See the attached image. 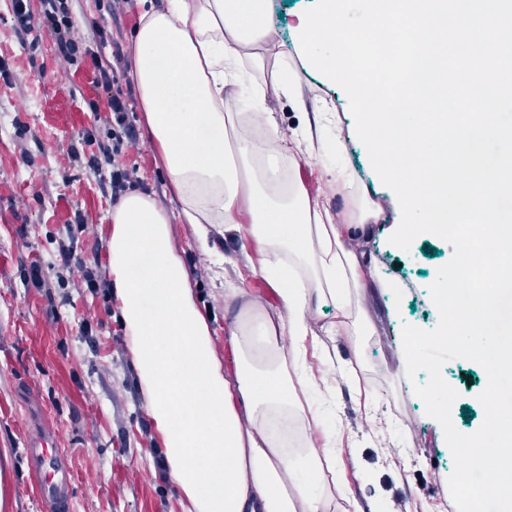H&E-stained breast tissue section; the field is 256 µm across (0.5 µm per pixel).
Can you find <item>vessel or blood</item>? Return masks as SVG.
<instances>
[{
    "label": "vessel or blood",
    "mask_w": 512,
    "mask_h": 512,
    "mask_svg": "<svg viewBox=\"0 0 512 512\" xmlns=\"http://www.w3.org/2000/svg\"><path fill=\"white\" fill-rule=\"evenodd\" d=\"M27 431L23 455L28 488L39 501L42 512H73L69 495L73 471L58 448V429L43 409L35 392H27Z\"/></svg>",
    "instance_id": "b4317fda"
}]
</instances>
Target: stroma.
I'll return each mask as SVG.
<instances>
[{"instance_id": "stroma-1", "label": "stroma", "mask_w": 512, "mask_h": 512, "mask_svg": "<svg viewBox=\"0 0 512 512\" xmlns=\"http://www.w3.org/2000/svg\"><path fill=\"white\" fill-rule=\"evenodd\" d=\"M312 2L270 0L268 24L275 34L270 54L297 82L268 94L259 113L291 141L313 205L336 216L356 200L371 201L377 218L355 231L350 245L371 256L379 278L406 286L401 294L369 293L366 305L376 330L368 336L326 335L336 314L332 304L311 314L335 364L330 372L312 365L315 374L326 377L312 393L325 427L344 438L334 450L332 469L359 477L350 487L328 480L315 484L314 491L327 512H374L381 506L387 512H457L448 487L451 450L413 392L428 375L421 371L408 379L399 362L403 326L430 331L439 324L429 287L453 248L436 236L417 237L406 251L390 243L386 231L401 221L396 195L377 176L353 132L345 91L311 69L301 51L297 17ZM70 8L74 37L107 59L113 46H120L124 72L132 74V38L143 0H71ZM95 24L111 32L112 45L97 43ZM107 99L89 65L60 58L45 32H16L11 0H0V512H41L24 491L21 399L28 390L55 419L60 446L77 473L71 490L75 512H181L174 485L155 475L148 456L152 425L118 300L92 297L81 287L77 269L53 264L63 246L86 263L102 268L107 262L110 170L91 171L69 155L86 131L105 135ZM128 120L138 141L125 161L145 192L168 203L166 175L138 110H131ZM342 167L353 178L347 192L336 188ZM77 222L85 231L68 238L66 225ZM172 232L194 297L209 317L215 349L223 351L225 289L272 295L250 268V238L225 232L220 224L210 225L204 245L194 225L176 224ZM36 260L50 265L51 296L29 282ZM86 317L104 322L93 348L82 336ZM350 368L372 407L347 392L330 397L329 383ZM442 376L459 393L451 411L455 427L476 432L485 416L478 400L486 385L484 368L456 358L443 365Z\"/></svg>"}]
</instances>
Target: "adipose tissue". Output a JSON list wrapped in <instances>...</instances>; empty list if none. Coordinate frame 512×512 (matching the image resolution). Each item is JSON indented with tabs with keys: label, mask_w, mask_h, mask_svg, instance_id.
I'll list each match as a JSON object with an SVG mask.
<instances>
[{
	"label": "adipose tissue",
	"mask_w": 512,
	"mask_h": 512,
	"mask_svg": "<svg viewBox=\"0 0 512 512\" xmlns=\"http://www.w3.org/2000/svg\"><path fill=\"white\" fill-rule=\"evenodd\" d=\"M268 0H167L145 11L133 38L134 78L150 139L175 209L132 189L109 211L108 283L120 302L147 412L182 512H325L301 472L319 476L336 438L316 432L307 364L317 338L313 307L336 306L328 326L373 332L360 302L368 290H401L375 275L347 243L376 217L368 204L332 218L313 208L298 175L282 166L292 148L273 121L260 139L241 136L248 100L232 92L239 71L257 93L287 75L266 47ZM247 229L251 261L276 302L224 291L226 359L194 299L171 227Z\"/></svg>",
	"instance_id": "1"
}]
</instances>
